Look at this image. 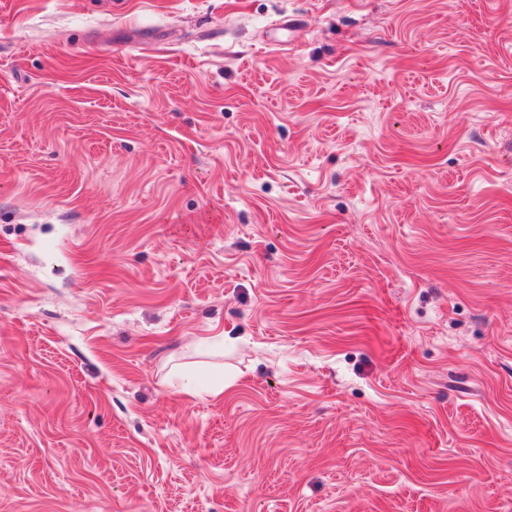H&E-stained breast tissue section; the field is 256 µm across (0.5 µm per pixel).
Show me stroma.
<instances>
[{
	"mask_svg": "<svg viewBox=\"0 0 512 512\" xmlns=\"http://www.w3.org/2000/svg\"><path fill=\"white\" fill-rule=\"evenodd\" d=\"M0 512H512V0H0Z\"/></svg>",
	"mask_w": 512,
	"mask_h": 512,
	"instance_id": "35a3bbf8",
	"label": "stroma"
}]
</instances>
